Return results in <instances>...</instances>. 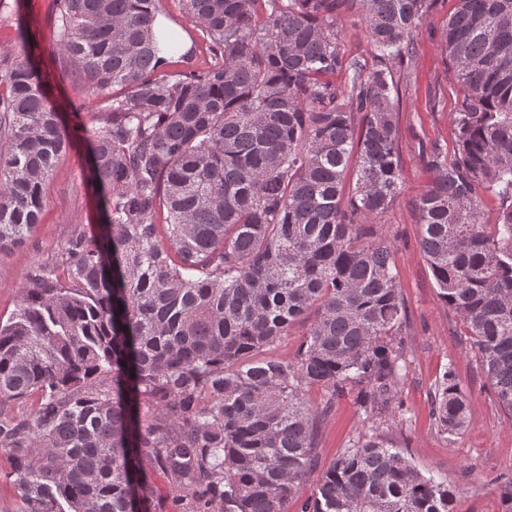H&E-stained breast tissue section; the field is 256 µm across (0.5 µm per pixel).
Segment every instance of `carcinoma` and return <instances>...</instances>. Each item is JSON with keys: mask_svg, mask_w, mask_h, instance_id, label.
Segmentation results:
<instances>
[{"mask_svg": "<svg viewBox=\"0 0 512 512\" xmlns=\"http://www.w3.org/2000/svg\"><path fill=\"white\" fill-rule=\"evenodd\" d=\"M180 2L203 68L179 32H155L160 0H52L65 62L87 96L106 94L87 138L103 218L74 231L62 264L31 268L0 320V404L40 395L29 419L0 415L25 512H141L146 455L191 512H288L336 398L355 389L366 420L396 421L406 310L368 220L401 192L400 90L434 0ZM345 15L371 61L341 52ZM18 40L0 60V250L35 232L70 144L21 25ZM443 41L466 95L454 154L422 151L420 247L512 414V0H456ZM174 56L184 69L169 73ZM311 310L295 360L260 358ZM432 415L448 434L467 424L450 367ZM455 498L363 434L301 512H453Z\"/></svg>", "mask_w": 512, "mask_h": 512, "instance_id": "obj_1", "label": "carcinoma"}]
</instances>
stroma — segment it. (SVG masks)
<instances>
[{"label":"stroma","mask_w":512,"mask_h":512,"mask_svg":"<svg viewBox=\"0 0 512 512\" xmlns=\"http://www.w3.org/2000/svg\"><path fill=\"white\" fill-rule=\"evenodd\" d=\"M455 0H436L415 32L413 82L401 92L399 122L402 189L389 211L374 224L393 248L401 295L406 308L402 334L411 366L399 399L407 414L401 424L380 426L379 435L399 448L419 470L447 480L455 489V512H512V415L498 404L473 347L469 331L439 294L419 247L421 226L414 203L432 178L420 146L436 142L453 148L452 114L465 89L451 78L448 55L441 47L443 29ZM24 23L34 40V57L50 77L49 97L59 107L73 141L44 188L41 222L25 245L0 252V318H8L30 267L60 260L76 226L99 221V202L88 179V131L99 98L85 100L73 69L63 65L56 37L52 0H0V55L15 49V25ZM453 368L468 399V425L457 435L441 432L431 413L436 383ZM355 394L337 399L318 423L313 464L288 512H300L316 492L331 463L366 432Z\"/></svg>","instance_id":"obj_1"}]
</instances>
